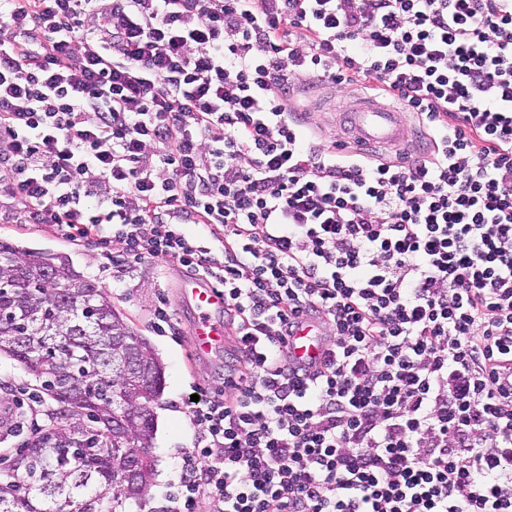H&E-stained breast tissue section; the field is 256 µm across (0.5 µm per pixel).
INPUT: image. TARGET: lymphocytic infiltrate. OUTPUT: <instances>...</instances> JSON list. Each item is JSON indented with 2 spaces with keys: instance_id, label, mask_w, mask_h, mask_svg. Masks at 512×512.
<instances>
[{
  "instance_id": "1",
  "label": "lymphocytic infiltrate",
  "mask_w": 512,
  "mask_h": 512,
  "mask_svg": "<svg viewBox=\"0 0 512 512\" xmlns=\"http://www.w3.org/2000/svg\"><path fill=\"white\" fill-rule=\"evenodd\" d=\"M300 81L428 151L321 145ZM0 214L223 292L163 512H512V0H0ZM290 350L294 358L302 362H308L320 352V344L312 327H305L296 333L290 341Z\"/></svg>"
}]
</instances>
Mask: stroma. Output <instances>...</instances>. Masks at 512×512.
Segmentation results:
<instances>
[{
    "label": "stroma",
    "instance_id": "stroma-1",
    "mask_svg": "<svg viewBox=\"0 0 512 512\" xmlns=\"http://www.w3.org/2000/svg\"><path fill=\"white\" fill-rule=\"evenodd\" d=\"M361 90L356 86L340 87L329 82L305 89L298 101L306 111V121L324 144L341 139L338 114L355 101ZM0 242L15 243L31 249L51 251L66 256L73 268L107 289L113 305L127 318L129 325L147 337L160 356L165 370V386L152 404L157 416V431L149 454L155 462V476L144 493V512H157L163 497L177 481V462L181 448L189 444L191 431L182 401L192 386L218 387L224 376V355L217 352L206 357L192 354L188 314L176 307L178 289L186 274L179 267L148 266L140 279L127 287L112 285L109 272L101 271L100 258L93 245L72 244L49 233L16 230L14 225L0 223ZM174 307L177 323L175 334L159 335L151 325L152 312L159 301Z\"/></svg>",
    "mask_w": 512,
    "mask_h": 512
}]
</instances>
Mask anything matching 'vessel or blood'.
<instances>
[{
    "label": "vessel or blood",
    "mask_w": 512,
    "mask_h": 512,
    "mask_svg": "<svg viewBox=\"0 0 512 512\" xmlns=\"http://www.w3.org/2000/svg\"><path fill=\"white\" fill-rule=\"evenodd\" d=\"M339 128L355 145L361 147H406L409 129L401 110L363 97L339 116ZM180 302L194 315L193 350L196 355H209L231 339L217 315L224 309V294L198 280L185 281L180 289ZM294 358L307 362L320 352V345L311 328H304L290 341Z\"/></svg>",
    "instance_id": "vessel-or-blood-1"
}]
</instances>
